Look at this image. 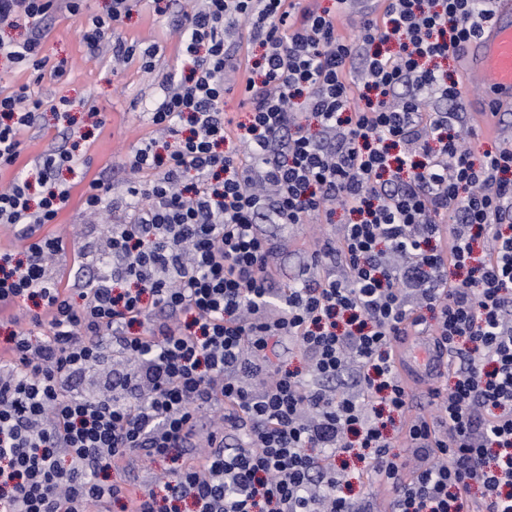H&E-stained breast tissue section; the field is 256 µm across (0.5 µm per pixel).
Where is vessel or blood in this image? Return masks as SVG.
Returning <instances> with one entry per match:
<instances>
[{
	"mask_svg": "<svg viewBox=\"0 0 512 512\" xmlns=\"http://www.w3.org/2000/svg\"><path fill=\"white\" fill-rule=\"evenodd\" d=\"M464 80L480 94L481 133L512 140V0H494L492 17L478 37L459 49ZM447 362L425 336L407 337L398 370L409 386L434 389Z\"/></svg>",
	"mask_w": 512,
	"mask_h": 512,
	"instance_id": "1",
	"label": "vessel or blood"
}]
</instances>
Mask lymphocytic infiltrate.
I'll use <instances>...</instances> for the list:
<instances>
[{
    "mask_svg": "<svg viewBox=\"0 0 512 512\" xmlns=\"http://www.w3.org/2000/svg\"><path fill=\"white\" fill-rule=\"evenodd\" d=\"M492 2L386 0L349 40L334 9L297 0H166L189 70L165 78L150 114L169 141L134 151L123 194L90 181L84 209L108 213L110 234L72 287L54 273L62 239L42 229L70 197L57 173L86 155L38 156L39 201L28 178L0 188V226L24 241L0 250V512H370L345 492L343 456L388 488L390 512H512V150L474 157L463 80L438 66ZM82 3L0 0V27H35L0 58L42 73V22ZM130 11L112 0L83 38L154 70L155 47L121 35ZM242 28L259 60L236 56ZM229 69L250 103L239 122L224 116ZM41 107L29 85L0 92V170ZM339 210L350 219L312 276L272 302L260 224ZM29 300L24 328L10 311ZM412 333L450 357L433 420L410 414L396 367ZM285 339L303 368L274 362ZM219 406L210 452L191 456L186 439ZM393 415L409 456L392 450ZM134 457L171 462L159 489L129 490Z\"/></svg>",
    "mask_w": 512,
    "mask_h": 512,
    "instance_id": "obj_1",
    "label": "lymphocytic infiltrate"
}]
</instances>
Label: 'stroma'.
I'll return each mask as SVG.
<instances>
[{
	"mask_svg": "<svg viewBox=\"0 0 512 512\" xmlns=\"http://www.w3.org/2000/svg\"><path fill=\"white\" fill-rule=\"evenodd\" d=\"M82 24L81 18L66 12L46 22L43 50L50 64L63 65V77L48 72L38 78L0 62V90L26 83L34 98L44 103L37 126L24 136L21 163H28L50 147L75 145L91 160L88 178L104 177L121 191L128 178L124 166L128 156L156 135L149 113L161 97L165 76L180 68L179 42L172 33V16L157 15L152 0H138L124 21L122 33L142 46H156V68L152 74H145L135 59L116 72L111 51L93 53L87 48ZM93 108L99 110L102 126H94L89 118ZM85 190V184L75 185L56 222L45 227L46 232L64 238L65 249L56 262L61 271L84 264L80 241L96 242L101 238L100 227L87 223L83 214ZM346 221L345 213L340 211L329 224L313 216L302 224L277 227L279 270L270 282L271 288L278 291L292 284L306 271L313 250L337 234L339 225Z\"/></svg>",
	"mask_w": 512,
	"mask_h": 512,
	"instance_id": "obj_1",
	"label": "stroma"
}]
</instances>
